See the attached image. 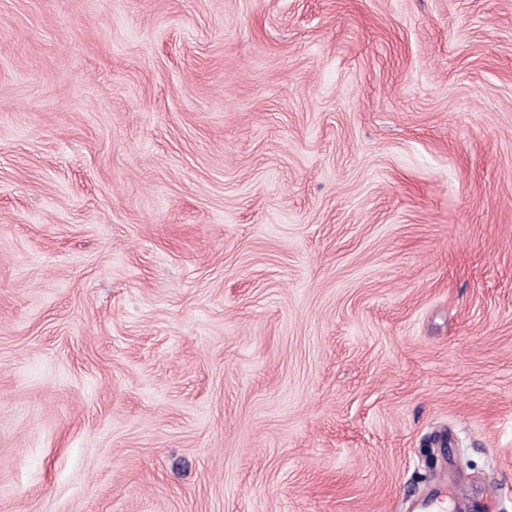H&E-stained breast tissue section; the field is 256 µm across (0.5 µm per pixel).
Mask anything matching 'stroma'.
Segmentation results:
<instances>
[{
	"instance_id": "obj_1",
	"label": "stroma",
	"mask_w": 512,
	"mask_h": 512,
	"mask_svg": "<svg viewBox=\"0 0 512 512\" xmlns=\"http://www.w3.org/2000/svg\"><path fill=\"white\" fill-rule=\"evenodd\" d=\"M512 512V0H0V512Z\"/></svg>"
}]
</instances>
